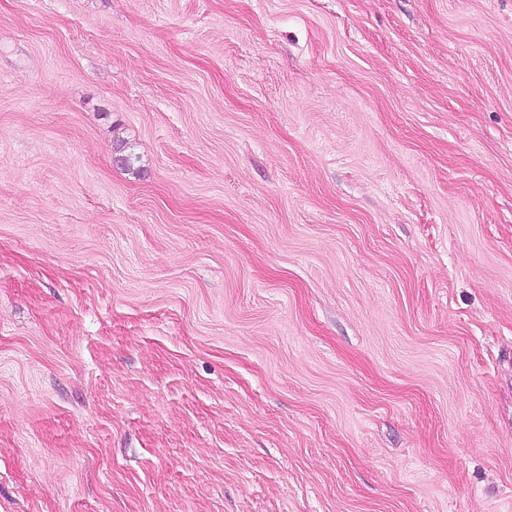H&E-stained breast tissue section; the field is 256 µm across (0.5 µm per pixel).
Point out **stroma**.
Wrapping results in <instances>:
<instances>
[{"instance_id": "stroma-1", "label": "stroma", "mask_w": 512, "mask_h": 512, "mask_svg": "<svg viewBox=\"0 0 512 512\" xmlns=\"http://www.w3.org/2000/svg\"><path fill=\"white\" fill-rule=\"evenodd\" d=\"M0 512H512V0H0Z\"/></svg>"}]
</instances>
